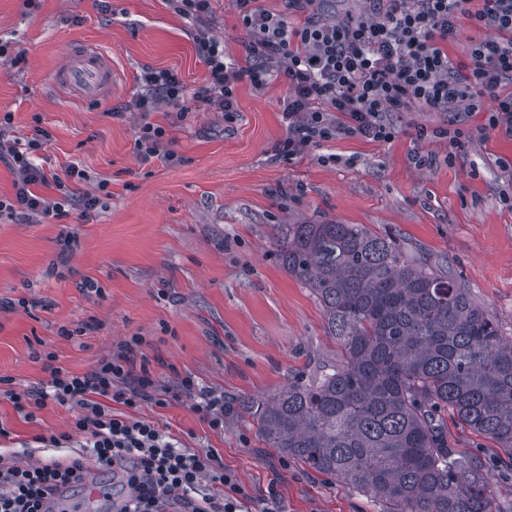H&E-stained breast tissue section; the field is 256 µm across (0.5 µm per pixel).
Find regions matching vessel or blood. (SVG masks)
<instances>
[{
	"label": "vessel or blood",
	"instance_id": "1",
	"mask_svg": "<svg viewBox=\"0 0 512 512\" xmlns=\"http://www.w3.org/2000/svg\"><path fill=\"white\" fill-rule=\"evenodd\" d=\"M57 86L95 97L112 86V64L96 44L88 43L71 50L54 75Z\"/></svg>",
	"mask_w": 512,
	"mask_h": 512
}]
</instances>
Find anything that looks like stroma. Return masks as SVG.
Here are the masks:
<instances>
[{"label": "stroma", "instance_id": "35a3bbf8", "mask_svg": "<svg viewBox=\"0 0 512 512\" xmlns=\"http://www.w3.org/2000/svg\"><path fill=\"white\" fill-rule=\"evenodd\" d=\"M211 33L244 58L249 40L235 0H212ZM195 24L171 0H0V42L25 60L0 57V116L11 113L9 138L36 129L51 141L39 162L46 172L78 166L87 189L107 192L90 211L24 224L0 220V299L27 307L0 310V377L23 388L49 376L32 350L54 353L55 366L93 369L116 343L145 336L143 353L165 385L189 373L231 401L217 432L178 393L135 417L153 421L189 448L217 449L226 473L247 499V512H378L370 499L266 446L240 402L268 395L291 375L333 363L338 346L322 309L276 251L281 224L336 221L398 235L406 246L447 259L473 297L512 336V138L491 130L452 150L435 130L484 124L482 112H435L419 106L393 113L388 142L360 135L313 147L299 158L277 155L288 80L277 73L263 89L238 83L239 110L181 112L162 104L151 122L167 130L178 158L166 165L136 155L142 117L133 107L144 68L171 70L187 86L206 76ZM98 44L112 59V89L94 99L58 90L53 73L66 46ZM424 165H415V157ZM75 237L62 249L64 234ZM94 280L99 293L83 289ZM83 328L65 339L60 327ZM78 409L51 404L26 420L0 401V424L14 443L0 455L25 462L28 441L69 431ZM448 445L484 467L500 512H512V478L497 468V443L446 420Z\"/></svg>", "mask_w": 512, "mask_h": 512}]
</instances>
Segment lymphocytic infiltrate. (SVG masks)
Listing matches in <instances>:
<instances>
[{"instance_id":"obj_1","label":"lymphocytic infiltrate","mask_w":512,"mask_h":512,"mask_svg":"<svg viewBox=\"0 0 512 512\" xmlns=\"http://www.w3.org/2000/svg\"><path fill=\"white\" fill-rule=\"evenodd\" d=\"M176 9L197 25V52L207 70L197 88H188L170 70L146 69L142 91L133 102L141 113L135 138L138 156L174 163L166 149L167 130L150 122L160 102H192L213 106L233 118L238 110L236 87L249 81L263 88L274 68L283 67L288 94L283 109L287 135L278 155L294 159L321 142L345 135L390 141L395 130L388 115L411 106L437 111L486 112L485 124L470 130L451 128L448 145L460 148L498 130L512 137V0H370L366 14L328 23L309 13L314 0H285L287 11L275 14L262 0H235L238 18L249 34L247 59L238 62L213 37L207 25L211 0H174ZM304 13L299 25L288 12ZM484 29L471 44L468 59L455 64L447 45L459 32L461 16ZM49 142L37 131L25 144L0 137V163L14 174V192L0 195V216L20 220L37 214L58 218L69 209H93L97 193L77 192L72 179L86 173L68 168L47 174L34 154ZM54 196L41 194V187ZM144 339L119 342L90 371L73 374L51 366L49 378L22 391L0 388L25 418L53 402L79 408L71 431L35 436L46 448H64L80 434L85 455L36 464L0 461V512H44L46 497L60 487L83 482L90 467L122 472L128 493L115 512H242L244 492L216 449H190L154 422L126 416L143 403L167 405V389L138 351ZM179 392L194 397L193 409L213 429L224 427L223 395L201 386L196 377L177 381Z\"/></svg>"}]
</instances>
